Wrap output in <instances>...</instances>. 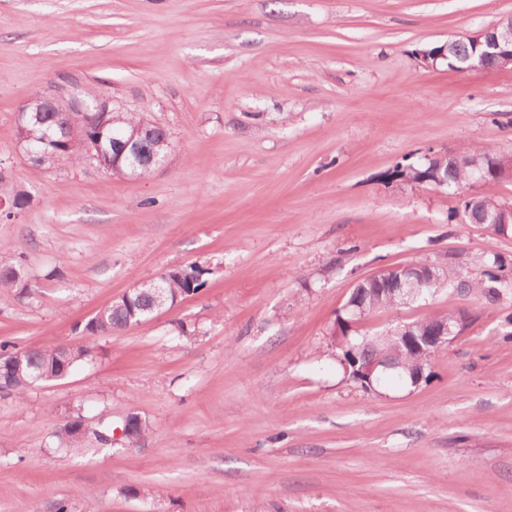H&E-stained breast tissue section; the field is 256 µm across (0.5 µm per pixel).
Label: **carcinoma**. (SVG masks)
I'll list each match as a JSON object with an SVG mask.
<instances>
[{"instance_id": "cac0c4a2", "label": "carcinoma", "mask_w": 512, "mask_h": 512, "mask_svg": "<svg viewBox=\"0 0 512 512\" xmlns=\"http://www.w3.org/2000/svg\"><path fill=\"white\" fill-rule=\"evenodd\" d=\"M424 53L429 55L431 64H441L450 71H463L472 60L481 54V47L464 39L448 40V50L443 45H435ZM57 113H42V122H31L18 132L26 143L46 151L42 161L30 163L36 173L50 167L81 165L90 154L102 153V164L105 174L110 177L124 178L129 170L125 164L112 165V137L118 136L125 141L134 140L149 151L160 156L171 152V141L165 129L149 124L136 112H104L99 123L93 130H78L77 133L62 141L44 143L47 130L55 126ZM481 162L482 171L476 172L471 167L474 160ZM439 170V176L445 181V188L457 191L477 182L485 191L475 195L481 204V211H476L466 199H458L448 221L461 224H475L497 234L506 235L512 232V223L493 224L492 215L506 213L512 205L499 199L488 188L508 178L512 172V153H505L493 146H478L466 151H446L424 162L403 165L397 164L389 177H407L416 185H428L429 170ZM207 270L190 265L185 268L175 267L166 270L156 278L140 281V286L131 295L132 302L125 299L117 300L98 310L84 325L81 343L66 346L57 353L53 350H26L25 360L31 366L13 369L8 373L4 387L21 397L26 390L36 383L38 372L53 374L56 369L65 367L71 371L78 363L87 359L93 352V340L98 336H110L115 332L124 331L138 321L145 322L152 318L158 309L154 304L155 289L166 291L167 306H172L188 297L196 295L204 288L206 281L203 275ZM0 288L15 289L21 293L30 288L28 274L20 262H5L0 259ZM391 285L379 283L372 278L359 281L352 289L347 302L357 306L365 315L378 310L393 308ZM451 290L461 296H474L487 305H495L500 298L512 294V256L495 254L491 257L461 260L455 255H448V262L437 268V277L425 287L421 299L426 300L435 294ZM448 322L456 326L461 333L472 321L469 311L459 309L444 313H434L423 319L414 321L415 334L426 333L431 327ZM335 347L340 354V362L349 376L357 380L362 387L369 388V383L361 377L360 370L370 361L395 360L405 366L401 370L402 380L412 385L410 373L423 374V382H428L432 374L428 372L430 361L420 360V352L400 344L393 332H385L372 337L342 336L336 340ZM149 431L146 421H136L130 429L126 444L135 447ZM58 438L75 453L86 451L87 442L84 434L75 428L63 427Z\"/></svg>"}]
</instances>
